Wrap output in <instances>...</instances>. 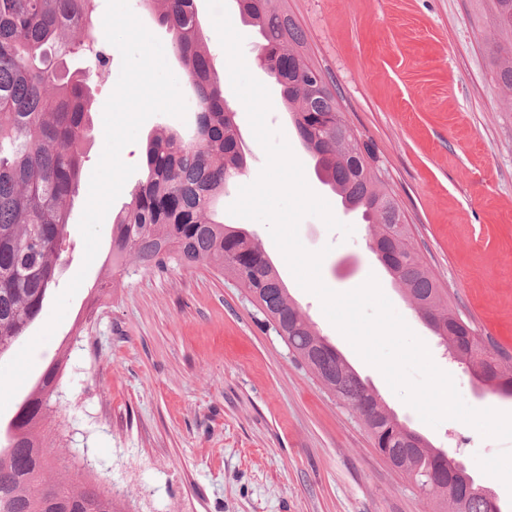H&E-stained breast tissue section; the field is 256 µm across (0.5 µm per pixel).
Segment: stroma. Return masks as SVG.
Listing matches in <instances>:
<instances>
[{
    "label": "stroma",
    "instance_id": "1",
    "mask_svg": "<svg viewBox=\"0 0 512 512\" xmlns=\"http://www.w3.org/2000/svg\"><path fill=\"white\" fill-rule=\"evenodd\" d=\"M306 53L323 73L347 122L379 159L387 188L411 228V245L448 294L449 307L471 319L483 340L512 352V101L497 82L496 35L490 0H287ZM117 48L105 69H85L93 99L85 141L86 171L105 145L103 109L121 71ZM251 74L269 90L271 128L308 163L275 81ZM185 119L158 114L142 125V150L156 130L191 135L194 98L182 87ZM247 166L217 206L228 207L240 186L254 182L266 155L232 87ZM313 192L350 238L314 216L299 226L303 245L326 249L321 277L345 292L375 276L409 328L427 345L477 409L512 412V398L476 388L369 249V226L306 172ZM89 195L70 198V226L60 247L56 282L27 337L47 324L57 295L86 276L1 419L52 362H61L57 409L39 433L60 463L46 481H91L117 487L122 512H431L433 505L373 448L361 422L315 375L295 362L283 341L257 321L248 293L231 276L198 264H145L128 257L120 287L95 294L112 246L104 219L98 253L84 265L79 222ZM246 228L277 267L291 297L322 336L411 430L448 450L512 512V442L482 436L446 420L432 427L365 363L324 315L319 300L297 283L263 224Z\"/></svg>",
    "mask_w": 512,
    "mask_h": 512
}]
</instances>
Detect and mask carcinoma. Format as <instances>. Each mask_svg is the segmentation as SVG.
<instances>
[{
	"mask_svg": "<svg viewBox=\"0 0 512 512\" xmlns=\"http://www.w3.org/2000/svg\"><path fill=\"white\" fill-rule=\"evenodd\" d=\"M161 3L158 20L195 95L192 136L161 129L143 154L146 177L112 224L107 277L96 291L114 287L126 258L143 263H204L237 279L264 326L294 360L361 417L373 447L399 474L415 481L438 512H501L490 490L468 485L452 469L450 454L416 440L354 368L299 311L273 263L243 227L219 223L215 205L245 168L235 110L196 23L195 0ZM284 0H237L243 23L257 34L254 61L279 86L288 117L317 179L343 207L372 228L371 250L457 362L491 381L494 395L512 397V354L491 356L475 328L448 307L445 293L409 246V225L385 188L369 147L342 116L326 84L312 88L304 71V34ZM492 26L504 54L498 78L512 94V0H491ZM108 57L95 0H0V357L8 353L43 310L55 282L60 245L85 163L84 144L93 101L78 74L59 62ZM58 365L41 375L7 423L0 425V512H116L112 492L95 483L50 484L42 473L53 452L36 435L52 410Z\"/></svg>",
	"mask_w": 512,
	"mask_h": 512,
	"instance_id": "cac0c4a2",
	"label": "carcinoma"
}]
</instances>
